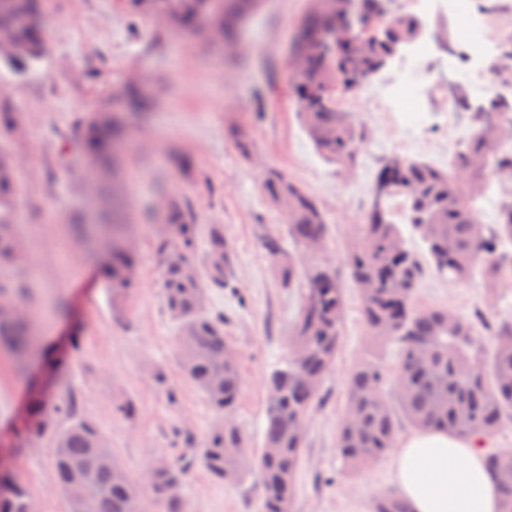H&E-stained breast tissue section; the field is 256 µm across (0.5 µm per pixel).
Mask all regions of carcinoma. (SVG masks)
<instances>
[{
  "mask_svg": "<svg viewBox=\"0 0 512 512\" xmlns=\"http://www.w3.org/2000/svg\"><path fill=\"white\" fill-rule=\"evenodd\" d=\"M255 0H127L129 12L154 21L168 20L178 28L210 34L219 23L224 40L234 38V21L251 12ZM389 21L398 37H410L414 18L391 13ZM336 24V15H315L304 28L307 36L301 65L295 73V90L301 103L303 129L316 149L330 162L344 168L357 163L365 133L351 114L340 121L336 88H349L354 74L374 68L384 48L372 42L348 53L328 52L315 37L323 27ZM49 46L37 0H0V64L19 72L34 68ZM503 116L497 124H480L465 150L442 170L419 160L393 156L379 170L360 242L346 259L349 275L362 297V315L371 343H397L399 358L394 379H388L379 361H364L347 375V411L340 423L337 451L347 473L356 477L395 447L399 422L387 398V386L406 420L418 429H435L464 438L489 436L512 419V322L495 325L492 352L481 347L477 323L446 308L420 310L414 306L417 284L424 269L388 206L391 197L405 198V220L426 244L429 266L439 277L464 283L481 269L493 279L512 275L499 255L512 243V200L499 206L497 227L486 232L476 200L484 180H512V150L501 146ZM20 129V116L0 103V267L22 265L27 260L23 241L14 231L13 199L16 196L15 160L2 142ZM125 136L118 112L101 110L86 115L79 135L84 157L101 174L119 170V144ZM262 188L286 214L288 240L272 234L262 246L284 282L300 271L322 267L317 287L306 284L299 314L290 328L289 358L268 381L264 450L257 465L261 512H283L293 505L301 466L309 413L319 398L323 381L335 365L344 311V294L336 270L312 259L297 267L296 255L312 238L326 240L328 224L316 201L283 172L269 168ZM165 223L159 225L163 302L176 322V356L186 379L205 395L217 420L194 456L217 479L240 476L247 466V437L235 423L242 379L235 353L224 337V318L208 309L211 288L230 280L231 249L220 224L208 225L204 263L196 257L202 231L186 201L168 198ZM119 202L112 203V223L102 225L108 238L103 273L112 292V306L120 310L131 297L136 279L132 233ZM19 285L0 280V345L28 371L33 356L43 360L53 376L74 359L79 341L72 339L60 353L37 350L30 327L29 305ZM65 415L61 427L56 416ZM30 440H51V465L57 484L67 492L76 476L85 482L79 501L67 500L68 512H147L138 483L112 454L106 437L91 422L78 416L72 399L51 403L40 381H30L26 416L20 427ZM502 496L501 512H512V448H495L486 454ZM150 498L158 512H189L182 497L189 465L164 457L150 466ZM29 488L0 463V512H29ZM372 512H411L397 494H383L372 502Z\"/></svg>",
  "mask_w": 512,
  "mask_h": 512,
  "instance_id": "1",
  "label": "carcinoma"
}]
</instances>
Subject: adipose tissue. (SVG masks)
<instances>
[{"mask_svg": "<svg viewBox=\"0 0 512 512\" xmlns=\"http://www.w3.org/2000/svg\"><path fill=\"white\" fill-rule=\"evenodd\" d=\"M395 485L412 512H501V493L473 440L428 430L392 458Z\"/></svg>", "mask_w": 512, "mask_h": 512, "instance_id": "obj_1", "label": "adipose tissue"}]
</instances>
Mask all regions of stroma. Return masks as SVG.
<instances>
[{"label": "stroma", "instance_id": "stroma-1", "mask_svg": "<svg viewBox=\"0 0 512 512\" xmlns=\"http://www.w3.org/2000/svg\"><path fill=\"white\" fill-rule=\"evenodd\" d=\"M313 0H260L243 25L240 45L217 46L197 31L130 15L123 0H43L49 51L34 70L18 74L0 66V96L21 114L11 148L17 158L16 230L27 242V264L0 268V280L22 284L37 313L32 324L42 345L80 338L77 357L60 389L74 396L79 416L93 423L133 479L154 458L189 457L211 431L216 415L203 393L183 375L176 357V325L162 298L156 235L167 197L187 200L199 224H220L233 252L230 287L209 292V308L224 318L242 391L234 412L257 462L263 448L268 377L289 353L304 277L285 284L260 243L262 232H286L283 211L270 203L262 174L272 167L313 197L328 224L322 254L344 291L336 365L312 408L292 512H371L373 499L394 491L390 461L358 477L345 471L336 448L347 407L345 373L381 358L395 371L398 346L376 348L367 336L361 297L348 276L346 257L383 160L390 156L447 169L448 64L464 62V25L432 11L429 32H447L448 47L431 43L426 65L438 74L429 96H397L374 110L362 89L343 88L336 105L366 132L357 164L327 162L300 127L292 48ZM455 55H448V48ZM135 87L143 107L124 114L127 149L117 175L91 180L84 162H72L79 123L86 113L111 108L119 89ZM421 111L426 120L411 147L399 149L398 113ZM251 142L250 154L237 146ZM120 189L128 206L137 251L134 293L122 310L97 262L104 238L94 232ZM417 308L445 307L463 315L486 310L491 320L512 321V284L492 286L484 272L452 283L426 272ZM29 388L8 352L0 351V455L32 492L39 512H67L50 465L49 441L30 442L17 427ZM127 403L132 417L116 411ZM183 496L190 512H261L255 473L234 482L194 465Z\"/></svg>", "mask_w": 512, "mask_h": 512}]
</instances>
